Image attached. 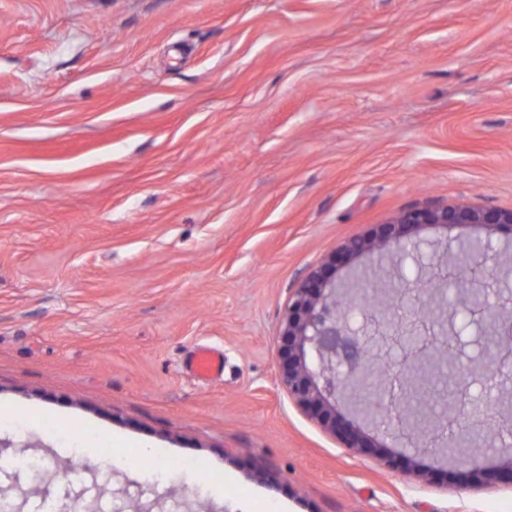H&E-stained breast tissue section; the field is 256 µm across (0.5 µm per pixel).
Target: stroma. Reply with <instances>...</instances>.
<instances>
[{"label":"stroma","instance_id":"1","mask_svg":"<svg viewBox=\"0 0 512 512\" xmlns=\"http://www.w3.org/2000/svg\"><path fill=\"white\" fill-rule=\"evenodd\" d=\"M449 205L512 208V0H0V500L512 512L435 452L402 451L421 481L341 447L278 379L324 257ZM94 428L154 473L87 469ZM191 366L198 376L210 378L223 372L224 361L210 349L201 348L193 354Z\"/></svg>","mask_w":512,"mask_h":512}]
</instances>
